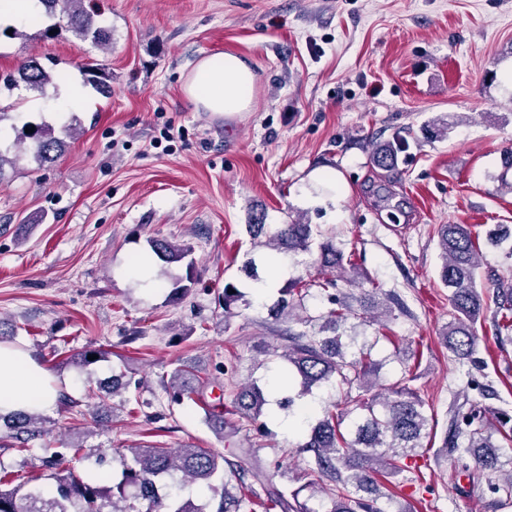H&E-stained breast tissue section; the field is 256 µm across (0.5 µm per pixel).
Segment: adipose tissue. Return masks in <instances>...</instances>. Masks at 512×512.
<instances>
[{"mask_svg": "<svg viewBox=\"0 0 512 512\" xmlns=\"http://www.w3.org/2000/svg\"><path fill=\"white\" fill-rule=\"evenodd\" d=\"M253 73L237 55L217 51L204 57L184 84L196 109L215 115L248 109L253 101ZM30 353L0 343V412L16 409L48 411L64 388Z\"/></svg>", "mask_w": 512, "mask_h": 512, "instance_id": "ef3b65f1", "label": "adipose tissue"}]
</instances>
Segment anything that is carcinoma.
<instances>
[{
	"instance_id": "1",
	"label": "carcinoma",
	"mask_w": 512,
	"mask_h": 512,
	"mask_svg": "<svg viewBox=\"0 0 512 512\" xmlns=\"http://www.w3.org/2000/svg\"><path fill=\"white\" fill-rule=\"evenodd\" d=\"M47 17L60 13L68 19L62 27L51 24L46 31H67L84 42L98 48L112 44V27L97 20L99 9L87 6L84 0H38ZM85 83L99 94L112 92L107 77L92 69L83 72ZM52 81L50 73L36 60H29L18 70L14 84L22 83L30 90L44 91ZM78 121L56 129L48 123L27 125L34 132L27 134L32 140L35 162L42 167L54 163L66 147V140L78 133ZM410 131L397 133L391 141L376 146L372 161L380 170L391 172L397 166L399 154L409 146ZM252 238L266 237L264 246L275 255L263 259L270 266L286 257L296 264L306 263V257L315 256V262L327 271L344 272L355 268L351 258L331 240L316 241L313 227L300 221L271 226L264 223V216L254 218L248 225ZM442 265L440 280L448 288V300L456 312L454 321L448 323L444 334L448 350L455 360L463 363L471 359L477 345L475 326L488 309L483 292L477 288L476 276L480 267L479 246L465 224H441L437 229ZM150 255L142 262L149 266L157 259L163 263L181 262L190 250L163 239L148 240ZM302 280L286 282L280 289L291 299H281L279 315L295 316V309L302 305L307 293L299 288ZM329 304L320 322L301 320L306 330L288 332L283 353L272 349L283 360L284 377L298 381V396L303 397L323 385L336 384L340 393L339 412L326 410L323 418L310 427L307 440L300 444L302 451L310 454L306 488L325 494L331 501L328 512H384L378 506L382 497L378 477L384 473H401L411 469L423 448L422 439L427 434L433 416L425 409L414 388L413 378L402 379L373 392L378 384L371 362V346L364 343L354 349L357 336L342 332L350 319L357 325L379 321L375 302L367 297L360 299L354 308L352 296L336 292V279L325 277L311 283ZM245 293L233 284L224 285L221 300L224 318L233 315V305ZM495 314L509 319L512 313V284L498 288ZM101 359L104 352L88 346L71 356L72 363L85 368ZM206 386L182 369L171 372L164 388L169 404H181L190 398L201 405L205 418L224 434V414L238 416L252 426L267 428L261 421L268 404L267 392L253 383L241 388L232 409L224 410V403H211L205 398ZM350 419L349 435H344L339 425ZM479 419L470 413L465 426L453 423L445 441L452 452L458 453L461 468L464 456L473 458L476 470L472 480L493 475L498 479L494 490L512 498V472L500 475L503 462L492 436L481 428L473 427ZM40 417L26 410L6 416L0 422L9 436L25 444L44 435L39 426ZM69 460L43 449L40 461L44 477L55 482L53 492L38 484L40 477H32L10 489L0 487V512H140L139 505H147L146 512H255V506L266 499L264 512H316L307 503L299 501V493L286 495L267 489L264 469L249 448H241L232 457L219 455L208 448H131L119 454L120 475L109 484H102L79 472L77 465L88 458L83 446L71 445ZM236 478L238 485L226 481V475ZM251 476L253 483H245ZM195 484L208 491L196 500L184 498L183 489Z\"/></svg>"
}]
</instances>
